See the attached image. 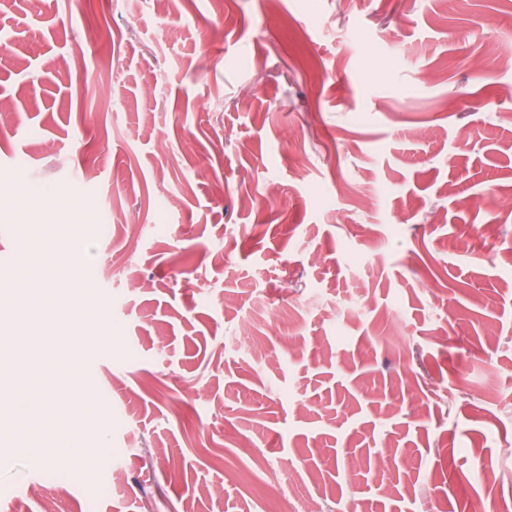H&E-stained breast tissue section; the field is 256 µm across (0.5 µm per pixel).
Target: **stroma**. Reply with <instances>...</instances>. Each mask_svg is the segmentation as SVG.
Here are the masks:
<instances>
[{
    "label": "stroma",
    "mask_w": 512,
    "mask_h": 512,
    "mask_svg": "<svg viewBox=\"0 0 512 512\" xmlns=\"http://www.w3.org/2000/svg\"><path fill=\"white\" fill-rule=\"evenodd\" d=\"M511 52L512 0H0V295L46 219L112 327L0 512L512 502Z\"/></svg>",
    "instance_id": "1"
}]
</instances>
